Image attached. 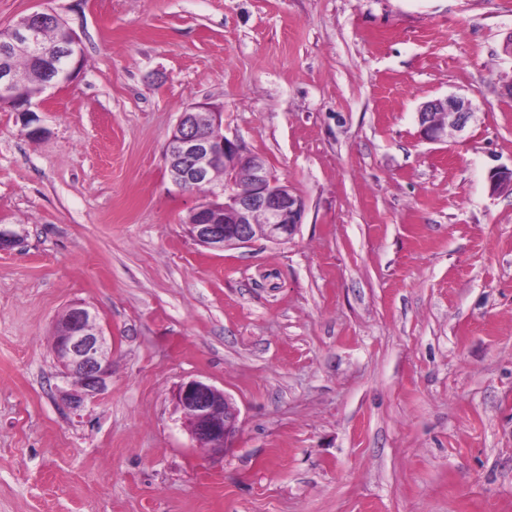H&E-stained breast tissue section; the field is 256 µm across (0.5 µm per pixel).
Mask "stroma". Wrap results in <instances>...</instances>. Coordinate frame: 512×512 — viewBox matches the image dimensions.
Returning a JSON list of instances; mask_svg holds the SVG:
<instances>
[{"mask_svg": "<svg viewBox=\"0 0 512 512\" xmlns=\"http://www.w3.org/2000/svg\"><path fill=\"white\" fill-rule=\"evenodd\" d=\"M76 32L29 134L0 104V512H512V0H0ZM472 100L433 144L417 109ZM206 102L306 202L197 244L163 157ZM112 337L71 409L70 304ZM239 412L197 448L174 394Z\"/></svg>", "mask_w": 512, "mask_h": 512, "instance_id": "stroma-1", "label": "stroma"}]
</instances>
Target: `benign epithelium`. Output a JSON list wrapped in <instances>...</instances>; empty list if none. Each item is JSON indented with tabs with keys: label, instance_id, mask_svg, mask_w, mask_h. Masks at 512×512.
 I'll return each mask as SVG.
<instances>
[{
	"label": "benign epithelium",
	"instance_id": "obj_1",
	"mask_svg": "<svg viewBox=\"0 0 512 512\" xmlns=\"http://www.w3.org/2000/svg\"><path fill=\"white\" fill-rule=\"evenodd\" d=\"M50 27L60 30L58 55L45 57L40 50L41 35ZM31 55L51 69L41 91L70 79L81 56L77 34L53 12H35L19 20L10 38L0 43V101L10 103L23 115H31L34 96L26 93V76L13 69L16 55ZM474 117L470 100L447 95L425 102L418 112L419 133L429 142H442L448 130L463 131ZM200 127L213 128L218 136H202ZM221 113L205 103H195L179 116L166 141L170 179L180 192L193 183L211 185L205 202L192 212L191 236L199 244L217 248H238L257 239L281 244L290 240L302 224L305 201L293 187L275 179L265 161L250 152L237 136L221 132ZM224 168V182L213 183L215 168ZM493 194L512 193V168L490 171ZM262 223H256V217ZM54 336L53 354L65 377L77 388L70 398L78 408L88 397L106 388L112 374V343L97 316L81 302L72 303ZM184 424L197 446L222 452L235 434L238 411L224 391L200 380H190L176 393Z\"/></svg>",
	"mask_w": 512,
	"mask_h": 512
}]
</instances>
